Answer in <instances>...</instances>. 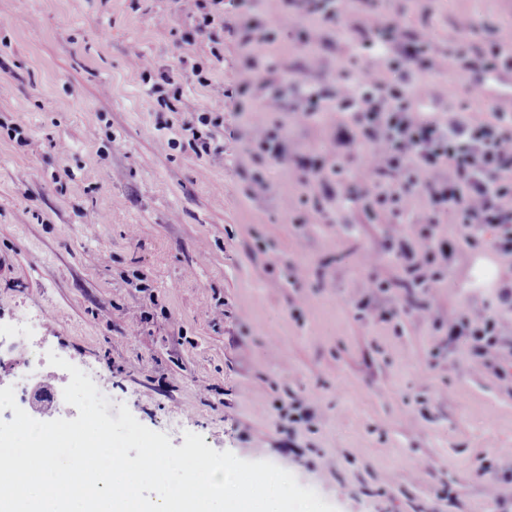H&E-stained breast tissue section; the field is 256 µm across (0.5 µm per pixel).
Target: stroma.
Returning a JSON list of instances; mask_svg holds the SVG:
<instances>
[{"instance_id":"35a3bbf8","label":"stroma","mask_w":512,"mask_h":512,"mask_svg":"<svg viewBox=\"0 0 512 512\" xmlns=\"http://www.w3.org/2000/svg\"><path fill=\"white\" fill-rule=\"evenodd\" d=\"M381 3L442 33L473 16L475 43L512 23L502 0ZM246 7L273 25L274 53L306 54L279 0ZM192 25L175 0H0V317L37 319L43 345L96 368L109 416L123 404L173 446L193 432L272 462L336 512H499L481 469L512 460V389L459 354L430 367L425 324L357 320L371 239L298 231L312 206L287 166L254 201L249 143L219 129L213 155L194 154L181 126L221 111L242 55L211 69L209 41L181 40ZM164 72L183 91L170 109L152 92ZM495 264L464 255L438 307L492 301L473 272ZM295 399L317 408L300 457L279 416Z\"/></svg>"}]
</instances>
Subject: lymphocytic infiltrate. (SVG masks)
<instances>
[{
  "instance_id": "lymphocytic-infiltrate-1",
  "label": "lymphocytic infiltrate",
  "mask_w": 512,
  "mask_h": 512,
  "mask_svg": "<svg viewBox=\"0 0 512 512\" xmlns=\"http://www.w3.org/2000/svg\"><path fill=\"white\" fill-rule=\"evenodd\" d=\"M197 35L226 32L246 57L237 89L261 92L266 123L260 132L234 127L229 137L249 141L261 169L249 195L271 189L268 171L284 164L314 201L325 224L346 234L356 226L376 233L374 250L398 277L377 274L376 295L354 300L361 317L392 322L399 314L426 321L439 338L438 353L463 350L468 360L512 382V113L481 102L456 104L426 73L460 76L512 71V24L482 46L465 43L474 26L457 18L455 38L433 25L416 26L374 6L372 0H281L284 17L303 19L296 40L309 49L294 67L263 54L274 33L242 12L244 0H190ZM336 76H322L326 57ZM291 70L292 79L281 78ZM336 115L334 130L309 151L290 148L278 114L299 125ZM453 234H445V226ZM489 249L499 276L493 302L448 312L434 307L433 290L461 255Z\"/></svg>"
}]
</instances>
